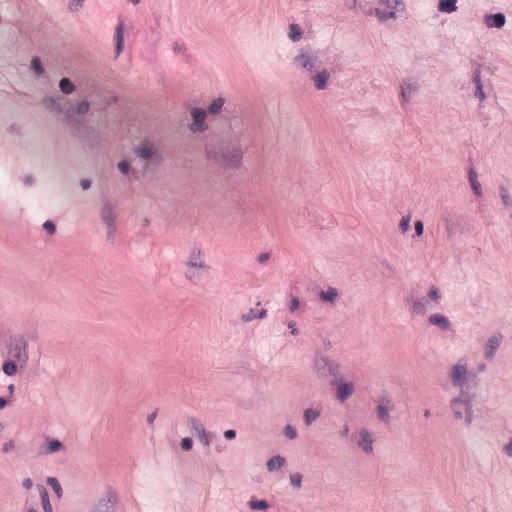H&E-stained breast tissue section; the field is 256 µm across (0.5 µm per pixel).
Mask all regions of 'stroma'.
<instances>
[{
	"mask_svg": "<svg viewBox=\"0 0 512 512\" xmlns=\"http://www.w3.org/2000/svg\"><path fill=\"white\" fill-rule=\"evenodd\" d=\"M6 58L0 512H512V0H0Z\"/></svg>",
	"mask_w": 512,
	"mask_h": 512,
	"instance_id": "stroma-1",
	"label": "stroma"
}]
</instances>
